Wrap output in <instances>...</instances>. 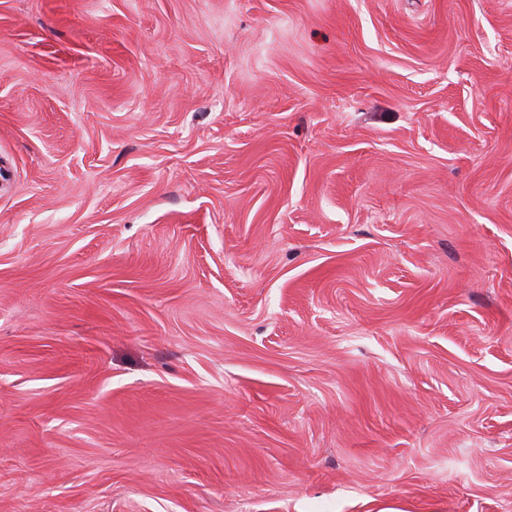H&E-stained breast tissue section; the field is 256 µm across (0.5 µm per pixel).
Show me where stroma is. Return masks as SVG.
Here are the masks:
<instances>
[{"label":"stroma","instance_id":"stroma-1","mask_svg":"<svg viewBox=\"0 0 512 512\" xmlns=\"http://www.w3.org/2000/svg\"><path fill=\"white\" fill-rule=\"evenodd\" d=\"M0 512H512V0H0Z\"/></svg>","mask_w":512,"mask_h":512}]
</instances>
